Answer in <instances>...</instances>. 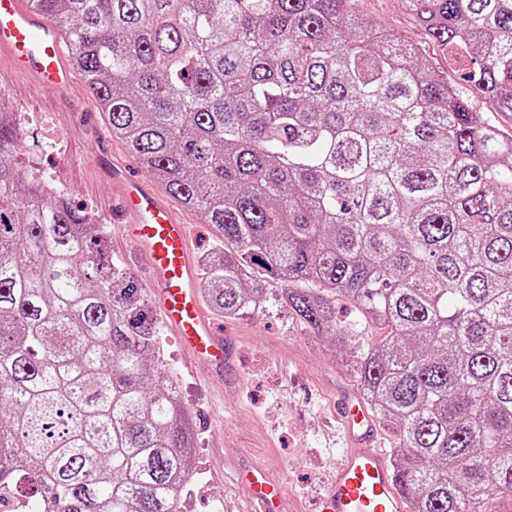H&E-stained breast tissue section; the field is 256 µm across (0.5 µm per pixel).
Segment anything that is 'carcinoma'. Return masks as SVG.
<instances>
[{
  "label": "carcinoma",
  "instance_id": "cac0c4a2",
  "mask_svg": "<svg viewBox=\"0 0 512 512\" xmlns=\"http://www.w3.org/2000/svg\"><path fill=\"white\" fill-rule=\"evenodd\" d=\"M355 0H30L112 136L217 233L200 292L279 300L336 336L331 297L388 330L347 353L399 430L410 512L512 496V135ZM512 116V0H403ZM0 103V494L15 512H175L196 475L159 318L105 226L16 171Z\"/></svg>",
  "mask_w": 512,
  "mask_h": 512
}]
</instances>
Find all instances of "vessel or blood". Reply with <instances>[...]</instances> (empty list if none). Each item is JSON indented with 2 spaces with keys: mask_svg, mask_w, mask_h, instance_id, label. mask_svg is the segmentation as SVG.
<instances>
[{
  "mask_svg": "<svg viewBox=\"0 0 512 512\" xmlns=\"http://www.w3.org/2000/svg\"><path fill=\"white\" fill-rule=\"evenodd\" d=\"M0 56L48 91L67 88L75 76L58 29L24 0H0ZM109 172L118 190L113 223L144 269L162 275L154 286L162 321L193 364L219 375L233 374L235 345L203 309L188 224L146 179L130 177L124 163L110 162ZM338 410L347 446L325 486L321 512H408L398 473L376 446L379 426L364 402L345 399ZM241 484L252 512H278L282 488L266 467L248 469Z\"/></svg>",
  "mask_w": 512,
  "mask_h": 512,
  "instance_id": "b4317fda",
  "label": "vessel or blood"
}]
</instances>
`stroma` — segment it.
<instances>
[{
    "label": "stroma",
    "mask_w": 512,
    "mask_h": 512,
    "mask_svg": "<svg viewBox=\"0 0 512 512\" xmlns=\"http://www.w3.org/2000/svg\"><path fill=\"white\" fill-rule=\"evenodd\" d=\"M355 10L368 24L423 49L433 70L459 85L461 63L427 39L402 0H356ZM0 96L20 114L19 175L41 176L71 204L92 211L106 227L109 256L145 279L108 219L115 187L105 161L117 156L132 174L142 177L146 171L113 138L83 77L64 90L42 92L31 78L2 63ZM279 289L269 282L257 312L216 319L236 343L238 380H220L192 367L175 333L161 331L159 358L176 374L195 430L197 474L183 496L190 512H248L235 474L243 462L266 466L279 480L284 489L279 512H320L319 496L344 447L336 405L354 388L340 348L378 343L383 331L366 326L354 305L340 299L336 319L347 329L344 340L315 335L279 304Z\"/></svg>",
    "instance_id": "1"
}]
</instances>
